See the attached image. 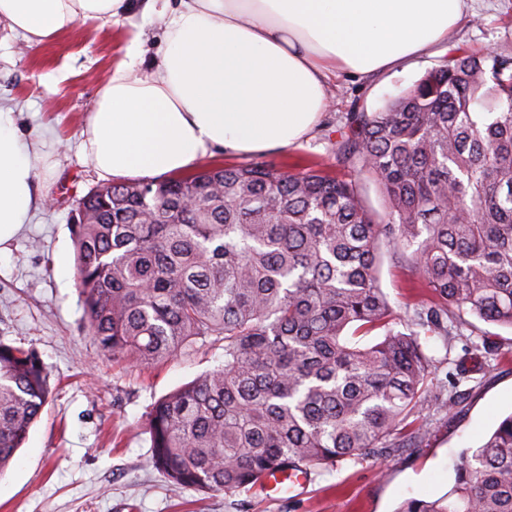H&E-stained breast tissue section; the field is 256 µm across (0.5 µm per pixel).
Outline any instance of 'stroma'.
I'll return each instance as SVG.
<instances>
[{"label":"stroma","instance_id":"1","mask_svg":"<svg viewBox=\"0 0 512 512\" xmlns=\"http://www.w3.org/2000/svg\"><path fill=\"white\" fill-rule=\"evenodd\" d=\"M165 23L140 0L119 21L85 20L40 44L0 22V110L13 113L39 159L40 199L28 224L0 242V341L37 351L53 389L14 463L0 475V512H397L406 500L433 501L448 492L465 449L477 446L512 413V329L469 318L460 332L421 334L433 361L428 381L438 389L457 363V404L419 411L430 433L382 456L347 459L311 473L305 487L272 495L255 490L202 493L172 490L150 462L147 416L163 395L224 363L221 346L204 345L149 369L97 353L85 328L75 282L76 202L103 185L83 159L81 131L99 86L134 33L148 57L163 45ZM512 55V0H467L443 43L374 79L331 76L326 106L295 145L241 157L221 149L195 170L308 157L334 164L337 125L346 113L374 112L424 73L458 52ZM380 280L397 313L428 301L413 293L389 253Z\"/></svg>","mask_w":512,"mask_h":512}]
</instances>
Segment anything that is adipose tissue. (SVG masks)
<instances>
[{
	"instance_id": "obj_1",
	"label": "adipose tissue",
	"mask_w": 512,
	"mask_h": 512,
	"mask_svg": "<svg viewBox=\"0 0 512 512\" xmlns=\"http://www.w3.org/2000/svg\"><path fill=\"white\" fill-rule=\"evenodd\" d=\"M466 0H179L165 48L141 71L139 38L101 85L81 131L102 176L179 173L210 150L285 148L315 124L331 72L372 79L448 37ZM129 0H0V21L38 44ZM32 146L0 112V241L36 203Z\"/></svg>"
}]
</instances>
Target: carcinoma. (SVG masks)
I'll return each instance as SVG.
<instances>
[{
	"mask_svg": "<svg viewBox=\"0 0 512 512\" xmlns=\"http://www.w3.org/2000/svg\"><path fill=\"white\" fill-rule=\"evenodd\" d=\"M336 166L304 158L99 186L78 203L75 280L100 354L149 368L198 343L224 366L157 400L151 460L172 489H253L270 471L387 454L429 434L420 330L469 313L512 328V56L456 54L375 112ZM432 300L397 316L379 247ZM379 332L373 342L364 339ZM52 395L35 351L0 341V473ZM399 512H512V414L448 494Z\"/></svg>",
	"mask_w": 512,
	"mask_h": 512,
	"instance_id": "1",
	"label": "carcinoma"
}]
</instances>
